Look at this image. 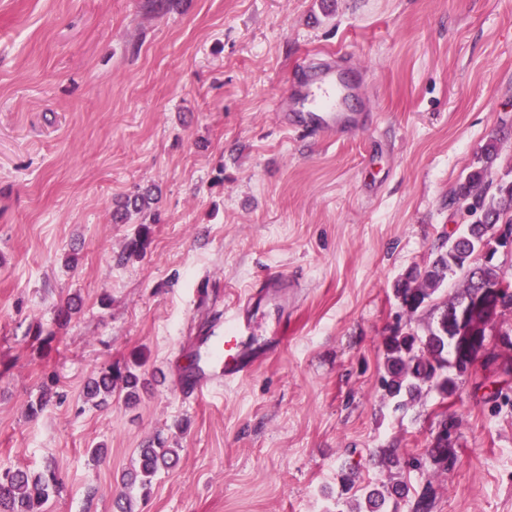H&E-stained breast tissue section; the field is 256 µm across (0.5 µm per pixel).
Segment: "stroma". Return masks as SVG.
Returning a JSON list of instances; mask_svg holds the SVG:
<instances>
[{"mask_svg": "<svg viewBox=\"0 0 512 512\" xmlns=\"http://www.w3.org/2000/svg\"><path fill=\"white\" fill-rule=\"evenodd\" d=\"M331 53L361 71L372 121L285 132L297 68ZM492 138L512 181V0H0V466L54 470L47 512H117L160 437L180 460L134 512H343L345 464L355 489L397 479L378 449L425 455L449 413L458 462L406 474L411 491L433 486L431 512H512V400L490 401L486 354L445 401L399 409L379 387L393 286L471 223L455 193ZM144 189L156 204L114 223ZM269 274L294 284L283 344L180 393L199 337ZM135 361L136 403L84 398L93 371Z\"/></svg>", "mask_w": 512, "mask_h": 512, "instance_id": "35a3bbf8", "label": "stroma"}]
</instances>
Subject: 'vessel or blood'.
Segmentation results:
<instances>
[{"mask_svg": "<svg viewBox=\"0 0 512 512\" xmlns=\"http://www.w3.org/2000/svg\"><path fill=\"white\" fill-rule=\"evenodd\" d=\"M293 105L281 115V126L288 132L344 135L366 125L368 106L356 70L323 59L302 66L296 87L290 93ZM290 283L281 276H264L246 293L242 304L225 315L222 328L211 333L207 369L186 377L183 391L200 397L213 386L211 369H218L225 382L247 376L259 362L260 353L247 346L256 332L254 308L262 300L287 301Z\"/></svg>", "mask_w": 512, "mask_h": 512, "instance_id": "vessel-or-blood-1", "label": "vessel or blood"}]
</instances>
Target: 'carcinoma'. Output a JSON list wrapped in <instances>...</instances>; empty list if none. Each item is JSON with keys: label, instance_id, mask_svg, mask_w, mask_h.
Listing matches in <instances>:
<instances>
[{"label": "carcinoma", "instance_id": "obj_1", "mask_svg": "<svg viewBox=\"0 0 512 512\" xmlns=\"http://www.w3.org/2000/svg\"><path fill=\"white\" fill-rule=\"evenodd\" d=\"M484 152L485 166L468 174L457 191V197L471 201V206L481 212L484 220L467 225L448 248L437 249L424 269L408 272L395 284V296L409 315L425 312L429 316L422 332L412 330L403 334L395 330L384 339L385 365L381 385L386 396L399 408L420 397L425 387L436 391L443 399L455 393L456 381L448 375V369L463 375L472 361L469 353L456 345V324L448 322V313L474 294V278L486 282L506 279L493 262L477 260V255L483 252L492 256L498 252L494 226L507 224L512 227V182L496 183L491 172L498 157L497 138L488 141ZM150 200L148 191L127 197L116 210L117 218L122 221L131 212L143 211L149 207ZM150 233V227L141 226L135 237L128 241L126 255H139ZM458 273L463 277L462 288L436 301L446 278ZM141 385L143 382L133 371L108 367L92 374L86 385V396L105 404L119 389L125 392L127 401L135 402ZM378 454L384 463L394 468L403 466L416 470L422 466L417 458L401 461L395 448H382ZM429 455L443 470L456 464V454L440 442ZM178 458V450L168 448L162 442L139 449L136 465L126 474L125 486L138 487L148 493L157 473L171 468ZM57 487V477L52 471L32 474L19 468H0V512H45ZM433 499L432 485H426L411 499L408 484L399 480L382 490L363 488L360 501L350 508V512H384L390 501L393 502V512H398L401 500L408 502L410 512H431Z\"/></svg>", "mask_w": 512, "mask_h": 512}]
</instances>
